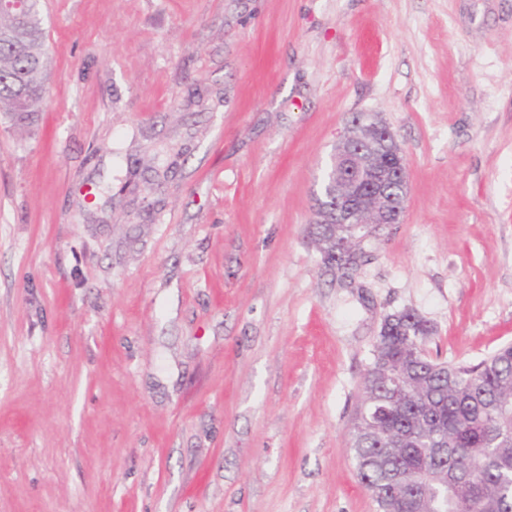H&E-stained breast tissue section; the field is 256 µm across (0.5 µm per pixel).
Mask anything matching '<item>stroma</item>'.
I'll return each instance as SVG.
<instances>
[{
  "mask_svg": "<svg viewBox=\"0 0 512 512\" xmlns=\"http://www.w3.org/2000/svg\"><path fill=\"white\" fill-rule=\"evenodd\" d=\"M0 115V512H375L351 420L384 318L512 343V0H40ZM405 155L350 278L312 226L338 134ZM37 8L35 1L1 0L0 32L14 30L18 19H28ZM28 31L20 39L0 38V113L18 127H27L41 111L47 80L48 54L45 31L38 10Z\"/></svg>",
  "mask_w": 512,
  "mask_h": 512,
  "instance_id": "1",
  "label": "stroma"
}]
</instances>
